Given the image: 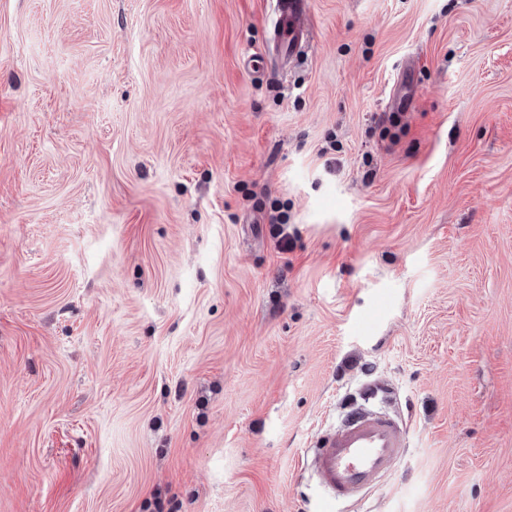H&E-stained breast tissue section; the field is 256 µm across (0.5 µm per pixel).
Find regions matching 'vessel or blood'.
I'll use <instances>...</instances> for the list:
<instances>
[{
  "instance_id": "b4317fda",
  "label": "vessel or blood",
  "mask_w": 512,
  "mask_h": 512,
  "mask_svg": "<svg viewBox=\"0 0 512 512\" xmlns=\"http://www.w3.org/2000/svg\"><path fill=\"white\" fill-rule=\"evenodd\" d=\"M269 33L273 58L262 53L250 58V67L258 74L269 64L288 66L308 49L306 0H276ZM406 445L407 430L400 421L359 406L337 428L319 436L310 465L326 487L328 500L357 498L373 478L397 465Z\"/></svg>"
}]
</instances>
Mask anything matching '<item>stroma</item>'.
I'll return each instance as SVG.
<instances>
[{
  "label": "stroma",
  "instance_id": "35a3bbf8",
  "mask_svg": "<svg viewBox=\"0 0 512 512\" xmlns=\"http://www.w3.org/2000/svg\"><path fill=\"white\" fill-rule=\"evenodd\" d=\"M273 9L0 0V512H512V0ZM274 10L275 18L269 30L273 58L266 61L264 53L249 57V67L258 74L263 73L268 64L288 67L311 43L305 0H277ZM407 445V429L388 414L353 407L341 424L319 436L310 466L328 501L360 497L373 478L391 471Z\"/></svg>",
  "mask_w": 512,
  "mask_h": 512
}]
</instances>
